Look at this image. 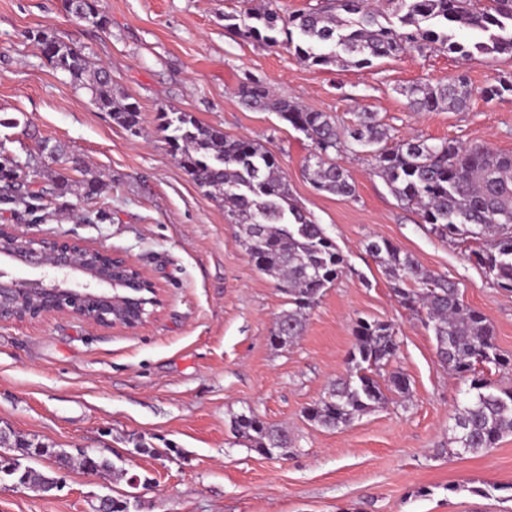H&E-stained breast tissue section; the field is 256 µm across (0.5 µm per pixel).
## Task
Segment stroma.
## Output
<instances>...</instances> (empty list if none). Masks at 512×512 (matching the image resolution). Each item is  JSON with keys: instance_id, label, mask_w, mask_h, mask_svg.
I'll list each match as a JSON object with an SVG mask.
<instances>
[{"instance_id": "1", "label": "stroma", "mask_w": 512, "mask_h": 512, "mask_svg": "<svg viewBox=\"0 0 512 512\" xmlns=\"http://www.w3.org/2000/svg\"><path fill=\"white\" fill-rule=\"evenodd\" d=\"M104 26L74 18L64 0H0V144L44 172L40 152L57 142L103 175L93 199L49 200L39 220L0 205V225L25 236L68 238L130 258L163 290L159 315L139 330L103 329L70 316L0 323V426L54 448L118 460L137 488L80 467L43 496L0 482V512H93L99 497L136 494L135 512H512V435L494 447L450 453L453 415L469 380L438 362L435 341L396 301L366 250L387 239L425 270L457 282L512 357V293L469 260L473 242L444 241L371 171L365 154L339 158L356 185L346 198L316 190L312 152L277 113L243 106L250 79L274 97L324 112L338 127L376 113L393 140L483 143L512 153V92L473 97L460 110L409 111L405 88L458 73L473 86L512 81V58L458 59L410 51L366 68L315 66L294 51L242 38L225 15L247 0H100ZM41 28L90 65L112 68V86L140 107V130L116 125L86 90L29 40ZM191 113L275 151L290 190L348 261L310 311L296 342L270 335L288 299L239 245L238 228L178 164L158 129L161 111ZM104 212L88 224L80 213ZM388 321L396 356L377 373H399L408 395L327 430L305 416L345 375L358 319ZM254 412L288 430V458L250 450L231 427Z\"/></svg>"}]
</instances>
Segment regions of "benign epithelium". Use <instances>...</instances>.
Masks as SVG:
<instances>
[{"mask_svg": "<svg viewBox=\"0 0 512 512\" xmlns=\"http://www.w3.org/2000/svg\"><path fill=\"white\" fill-rule=\"evenodd\" d=\"M2 233L14 231L2 224ZM16 238L22 249L0 255L39 276L19 279L0 270V323L72 316L96 327L132 332L157 317L162 288L128 258L98 248L94 260L87 254L90 247L73 239ZM136 292L148 297L149 309H134Z\"/></svg>", "mask_w": 512, "mask_h": 512, "instance_id": "benign-epithelium-1", "label": "benign epithelium"}]
</instances>
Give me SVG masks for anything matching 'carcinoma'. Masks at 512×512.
Segmentation results:
<instances>
[{
  "label": "carcinoma",
  "mask_w": 512,
  "mask_h": 512,
  "mask_svg": "<svg viewBox=\"0 0 512 512\" xmlns=\"http://www.w3.org/2000/svg\"><path fill=\"white\" fill-rule=\"evenodd\" d=\"M68 12L81 20L104 22L97 0H83L81 11L65 0ZM391 19L381 23L368 0H322L316 8L286 18L269 7L249 8L241 29L245 38L294 47L297 55L314 65L369 67L374 61L409 50H444L468 60L474 54L512 57V0H386ZM469 29L478 39L464 44L454 30ZM285 39L278 40V35ZM29 39L57 69L86 89L93 103L128 129L139 130V106L114 93L112 77L101 66L92 67L71 44L43 30L29 31ZM512 85H488L475 90L461 73L448 81L415 84L403 91L415 112L441 108L461 109L480 94L492 99ZM241 103L253 110L272 111L310 141L306 171L313 186L342 197L355 196L349 171L336 161L348 151L371 158L373 170L387 183L402 205L415 210L422 223L439 238L468 236L481 242L473 252L485 277L512 292V153L479 143L442 140L430 143L418 137L388 146V131L372 112L357 113L345 129L324 112L304 109L276 99L263 83L251 80L239 90ZM162 129L173 155L206 194L224 205L231 223L239 228L238 242L256 268L273 279L288 296L289 308L278 317L271 344L285 347L304 330L307 315L326 288L342 274L346 260L321 225L293 198L288 179L274 152L243 137H232L204 124L187 112L163 113ZM56 168L46 174L27 173L16 160L0 162V204L36 210L41 203L66 194L91 197L103 191L100 175L75 180L71 172L86 174L77 156L61 145L44 143ZM367 250L381 264L399 304L424 314L425 328L433 333L439 363L461 375H472L468 402L453 416V443L458 452L494 447L512 434V389L496 388L475 376L476 366L502 367L512 363L495 343L494 328L478 309L467 305L456 282L423 270L398 246L386 239L371 241ZM348 373L305 411L307 419L326 429L348 426L353 419L386 402L385 390L409 391L407 380L394 376L383 388L376 371L398 350L393 324L361 321L354 331ZM234 431L260 455L286 458L293 453L288 432L267 425L254 413L234 417ZM22 455L49 456L57 468L85 464V454L26 447ZM0 475L23 483L39 494L58 484L57 472L21 468L17 460L0 456Z\"/></svg>",
  "instance_id": "obj_1"
}]
</instances>
